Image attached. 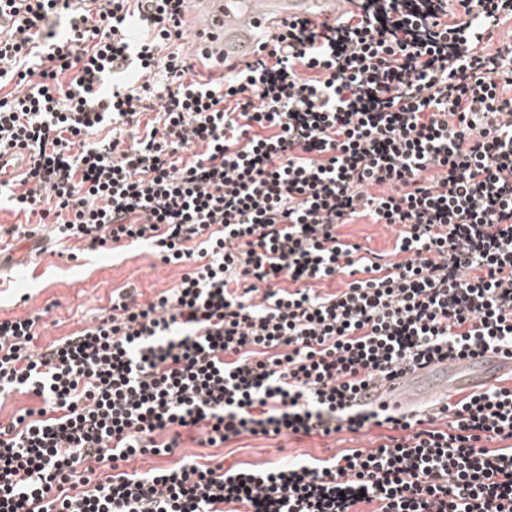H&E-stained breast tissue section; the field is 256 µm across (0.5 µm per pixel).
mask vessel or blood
Listing matches in <instances>:
<instances>
[{
    "instance_id": "b4317fda",
    "label": "vessel or blood",
    "mask_w": 512,
    "mask_h": 512,
    "mask_svg": "<svg viewBox=\"0 0 512 512\" xmlns=\"http://www.w3.org/2000/svg\"><path fill=\"white\" fill-rule=\"evenodd\" d=\"M194 11L195 34L204 41L209 53L225 57L241 66L253 59L260 33L272 30L282 20L293 17L331 16L337 0H197ZM28 162L27 150L16 148L0 155V181L23 173ZM467 371L459 376V385L480 390L492 377L512 371V358L487 354L469 360ZM447 363H434L413 374L381 385L379 392L393 407H407L420 396L419 386H437L447 377Z\"/></svg>"
}]
</instances>
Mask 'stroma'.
<instances>
[{
    "instance_id": "obj_1",
    "label": "stroma",
    "mask_w": 512,
    "mask_h": 512,
    "mask_svg": "<svg viewBox=\"0 0 512 512\" xmlns=\"http://www.w3.org/2000/svg\"><path fill=\"white\" fill-rule=\"evenodd\" d=\"M12 269L0 272V319L43 312L37 347L68 336L90 324L108 306L113 290L134 285L144 298L175 287L183 273L178 265L161 264L150 249L140 246L107 253L84 250L79 239L48 243L46 251H12ZM377 430L341 432L328 438L298 442L288 436L275 439L244 437L218 449L225 466L267 467L285 456L324 460L349 448H373Z\"/></svg>"
}]
</instances>
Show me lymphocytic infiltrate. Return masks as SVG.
I'll return each mask as SVG.
<instances>
[{"mask_svg":"<svg viewBox=\"0 0 512 512\" xmlns=\"http://www.w3.org/2000/svg\"><path fill=\"white\" fill-rule=\"evenodd\" d=\"M348 2L207 77L186 0H0V152L29 151L0 198L38 219L5 235L184 268L39 351L42 313L0 320V401L34 400L0 424V512H512V385L373 400L512 353V0ZM360 219L392 249L344 241ZM371 428L318 464L120 469ZM436 377H442L443 380H437ZM451 378H448V362L432 363L428 367L399 380L384 382L380 386L379 392L383 400L390 406L406 408L416 397L425 395L419 389L422 382H427L432 387H446L448 380Z\"/></svg>","mask_w":512,"mask_h":512,"instance_id":"1","label":"lymphocytic infiltrate"}]
</instances>
